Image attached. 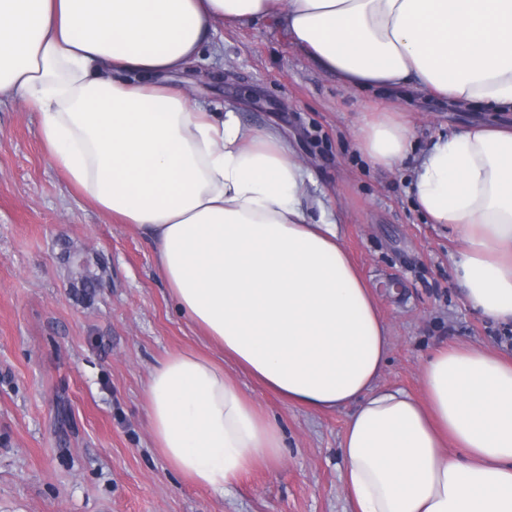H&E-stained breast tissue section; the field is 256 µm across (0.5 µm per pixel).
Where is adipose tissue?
I'll list each match as a JSON object with an SVG mask.
<instances>
[{
    "label": "adipose tissue",
    "mask_w": 512,
    "mask_h": 512,
    "mask_svg": "<svg viewBox=\"0 0 512 512\" xmlns=\"http://www.w3.org/2000/svg\"><path fill=\"white\" fill-rule=\"evenodd\" d=\"M267 19L344 87L512 112V0H0V98L39 114L69 187L152 244L177 310L224 353L153 366V446L219 494L282 459L281 427L229 360L290 405L350 409L351 512H512V358L440 346L421 396L381 386L388 327L292 141L175 81L218 27ZM413 138L405 113L371 112L353 143L373 166L409 165L414 206L461 243L465 304L512 324V123L419 153Z\"/></svg>",
    "instance_id": "obj_1"
}]
</instances>
